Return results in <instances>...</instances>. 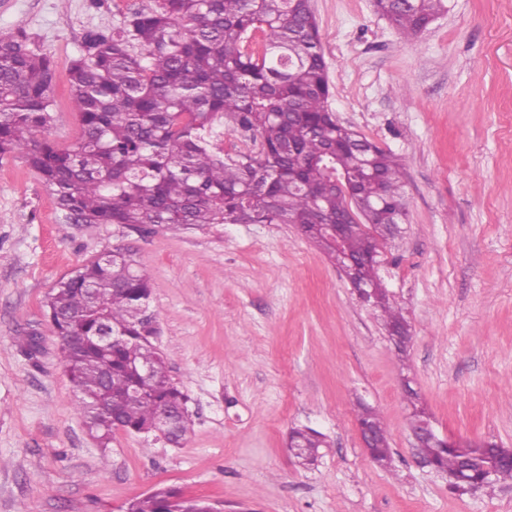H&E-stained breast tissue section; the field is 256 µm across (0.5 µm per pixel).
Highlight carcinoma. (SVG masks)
Instances as JSON below:
<instances>
[{
  "label": "carcinoma",
  "mask_w": 512,
  "mask_h": 512,
  "mask_svg": "<svg viewBox=\"0 0 512 512\" xmlns=\"http://www.w3.org/2000/svg\"><path fill=\"white\" fill-rule=\"evenodd\" d=\"M110 32L91 31L69 67L71 105L82 134L60 148L44 136L53 121L51 59L19 29L0 39V157L22 156L51 192L53 203L81 224H292L319 246L348 281L379 282L378 263L357 261L375 248L370 234L351 235L341 248L323 236L315 219L336 221L352 205L336 176L357 179L364 223L398 222L402 166L358 132L336 125L326 107L329 82L310 0H156ZM406 37L415 39L444 8V0H376ZM262 34L259 50L251 34ZM139 46L140 51L133 50ZM228 119L256 133L258 159L226 157L213 142V126ZM150 276L134 254L116 249L61 279L45 308L56 334L76 339L59 346L78 393L76 413L102 443L116 421L141 433L158 411L177 412L181 436L192 429L188 397L173 382L165 357L150 340L144 318ZM372 310L392 330L408 331L386 292ZM121 338L105 349L101 326ZM153 378L135 395L134 365ZM357 421L377 432L373 461L385 466L390 450L376 411L359 405ZM289 437L320 448L311 428ZM436 470L456 471L474 460L479 490L512 484L511 448L492 443L465 448H425ZM499 458L495 477L480 464ZM210 512L214 505L183 498L162 486L135 502V512Z\"/></svg>",
  "instance_id": "cac0c4a2"
}]
</instances>
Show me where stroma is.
<instances>
[{
    "label": "stroma",
    "mask_w": 512,
    "mask_h": 512,
    "mask_svg": "<svg viewBox=\"0 0 512 512\" xmlns=\"http://www.w3.org/2000/svg\"><path fill=\"white\" fill-rule=\"evenodd\" d=\"M445 4L407 40L374 0H311L329 111L404 166L379 267L404 355L292 225L77 224L22 158L0 159V512H125L159 486L221 512H512V487L461 495L422 464L403 394L411 383L439 435L512 448V0ZM153 5L0 0V38L25 29L55 64L58 146L81 135L68 69L85 34ZM117 248L151 275L154 342L189 397L177 447L90 435L44 312L63 277ZM360 401L386 427L389 467L362 446ZM304 426L328 441L309 469L288 449Z\"/></svg>",
    "instance_id": "stroma-1"
}]
</instances>
